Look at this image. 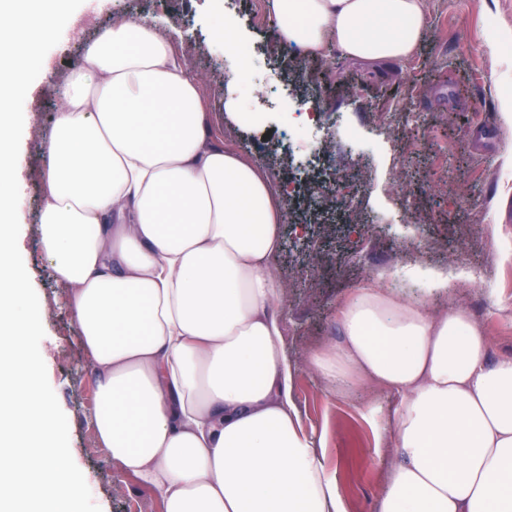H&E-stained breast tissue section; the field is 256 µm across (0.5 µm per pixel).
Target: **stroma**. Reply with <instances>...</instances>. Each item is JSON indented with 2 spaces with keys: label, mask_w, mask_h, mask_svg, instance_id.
I'll use <instances>...</instances> for the list:
<instances>
[{
  "label": "stroma",
  "mask_w": 512,
  "mask_h": 512,
  "mask_svg": "<svg viewBox=\"0 0 512 512\" xmlns=\"http://www.w3.org/2000/svg\"><path fill=\"white\" fill-rule=\"evenodd\" d=\"M128 16L189 28L182 45L191 74L199 76L209 124L225 145L250 144L274 180L290 185L280 226L275 274L284 290L283 341L290 359L338 342L336 303L377 272L411 264L467 272L453 281L449 301L465 305L491 340L493 356H512V130L498 117L502 88H512V51L490 48L493 26L512 28V0H427V31L417 50L393 69L373 70L332 60L308 85L292 57L272 54L271 0H98L46 55L47 75L33 83L17 176L24 222L18 245L40 303L45 336L40 352L69 425L73 459L86 475L101 512H162L159 499L113 466L89 414L95 404L91 362L80 344L77 318L54 279L38 232L48 194V159L40 150L61 107L57 84L82 58L85 45L110 25L113 5ZM264 16L255 25V13ZM239 27L265 72L258 93L242 96L260 122L231 124L224 81L206 75L237 67L213 42L217 15ZM321 99V117L298 141L288 125L309 90ZM292 401L325 451V463L349 512H376L388 463L375 450L370 408L391 414L396 398L365 394L352 401L327 393L318 374L295 380Z\"/></svg>",
  "instance_id": "obj_1"
}]
</instances>
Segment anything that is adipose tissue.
<instances>
[{
    "mask_svg": "<svg viewBox=\"0 0 512 512\" xmlns=\"http://www.w3.org/2000/svg\"><path fill=\"white\" fill-rule=\"evenodd\" d=\"M275 37L316 58L399 64L425 0H273ZM39 217L96 379L112 462L163 512H347L293 408L297 373L395 395L378 512H512V357L470 310L386 273L336 305L339 342L290 360L273 266L286 186L210 130L198 77L158 21L115 17L59 88Z\"/></svg>",
    "mask_w": 512,
    "mask_h": 512,
    "instance_id": "adipose-tissue-1",
    "label": "adipose tissue"
}]
</instances>
